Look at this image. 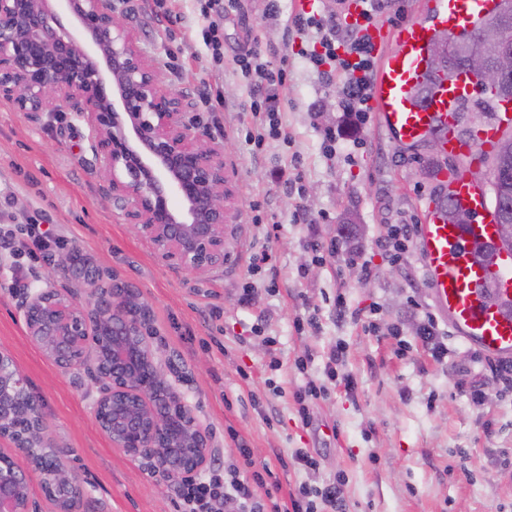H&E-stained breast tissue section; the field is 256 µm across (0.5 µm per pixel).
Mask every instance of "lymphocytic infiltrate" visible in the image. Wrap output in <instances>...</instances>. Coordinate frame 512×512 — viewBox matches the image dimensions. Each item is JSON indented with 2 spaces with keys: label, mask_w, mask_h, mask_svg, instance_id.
Returning a JSON list of instances; mask_svg holds the SVG:
<instances>
[{
  "label": "lymphocytic infiltrate",
  "mask_w": 512,
  "mask_h": 512,
  "mask_svg": "<svg viewBox=\"0 0 512 512\" xmlns=\"http://www.w3.org/2000/svg\"><path fill=\"white\" fill-rule=\"evenodd\" d=\"M388 0H360L361 12L356 24L346 23L341 15L298 13L288 34L311 36L314 49L308 62L317 71L324 86L335 88L346 124L365 125L369 119L371 90L374 83V52L370 28ZM264 53L254 47L235 58L250 98L253 127L245 135L251 156H259L267 138L281 135L280 107L276 91L285 85V70H271ZM251 460L230 470L217 467L208 476L179 487L181 512H280L278 503H265L257 495L263 486L262 474L252 471Z\"/></svg>",
  "instance_id": "lymphocytic-infiltrate-1"
}]
</instances>
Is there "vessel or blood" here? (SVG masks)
I'll list each match as a JSON object with an SVG mask.
<instances>
[{
	"label": "vessel or blood",
	"instance_id": "b4317fda",
	"mask_svg": "<svg viewBox=\"0 0 512 512\" xmlns=\"http://www.w3.org/2000/svg\"><path fill=\"white\" fill-rule=\"evenodd\" d=\"M495 8L496 0H436L433 24L410 20L391 32L382 27L373 30V43L389 36L394 48L383 56L371 103L398 141L413 145L434 135L443 154L474 160L492 149L503 130L512 125V102L501 100L497 125L468 138L458 134L457 103L470 96L477 83L469 72L450 80H433L426 100L415 97L416 85L429 71L426 49L435 30L451 35L471 31ZM445 183L452 203L470 212L473 219L468 224H452L437 204L426 206L417 249L434 304L465 342L485 355L512 360V250L502 247L495 212L483 186L468 170L448 173ZM489 292L498 295L497 306L485 304L483 297Z\"/></svg>",
	"mask_w": 512,
	"mask_h": 512
}]
</instances>
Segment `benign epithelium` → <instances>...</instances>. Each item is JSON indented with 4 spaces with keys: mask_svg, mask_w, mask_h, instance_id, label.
I'll return each instance as SVG.
<instances>
[{
    "mask_svg": "<svg viewBox=\"0 0 512 512\" xmlns=\"http://www.w3.org/2000/svg\"><path fill=\"white\" fill-rule=\"evenodd\" d=\"M481 48L441 40L431 68L453 58L497 88L512 70V31L491 26ZM0 98L30 119H86L112 207L169 268L224 266L229 191L224 145L189 120L186 96L162 85L113 0H0ZM27 335L65 372L89 373L96 423L112 445L145 461L164 488L205 471L220 448L179 389L173 357L155 348L154 315L138 288L68 249L18 298ZM0 512H85L91 492L47 434L39 399L12 354L0 349ZM24 456L28 470L12 455Z\"/></svg>",
    "mask_w": 512,
    "mask_h": 512,
    "instance_id": "benign-epithelium-1",
    "label": "benign epithelium"
}]
</instances>
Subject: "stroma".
<instances>
[{
  "instance_id": "35a3bbf8",
  "label": "stroma",
  "mask_w": 512,
  "mask_h": 512,
  "mask_svg": "<svg viewBox=\"0 0 512 512\" xmlns=\"http://www.w3.org/2000/svg\"><path fill=\"white\" fill-rule=\"evenodd\" d=\"M277 15L265 17L268 3ZM145 56L165 85L188 94L193 123L224 144L234 168L241 221L227 239L223 268L202 275L170 270L112 211L86 121L73 112L31 120L0 99V231L25 238L29 225L46 232L44 251L0 248V348L9 350L43 402L45 422L66 450L70 470L87 481L100 512H177L175 490L130 460L99 431L84 373H65L31 344L16 296L64 249L78 246L98 266L135 285L152 307L161 355L177 357L181 386L197 418L220 442L224 463L250 456L270 468L271 495L289 505L301 486L343 484L346 512H512V392H500L497 361L457 337L438 315L416 247L393 258L381 248L396 225L422 223L442 183L428 173L425 144L396 141L378 112L363 130L326 154L322 131L338 119L336 92L323 87L285 42L296 0H250L245 14L222 21L224 60L213 62L203 39L199 0H115ZM260 45L271 68L288 67L280 94L288 140L270 139L260 160L244 144L251 126L248 97L232 61ZM221 90L222 107L207 111L204 85ZM299 158L300 194L273 182L271 172ZM306 207L310 223L292 220ZM280 228L266 238L255 212ZM356 229L338 235V224ZM339 239L335 256L314 244ZM267 252L261 270L250 254ZM368 260V274L347 267L345 254ZM258 297L244 306V288ZM348 314L338 319L336 297ZM435 316L448 347L437 359L415 329ZM344 346L329 381L332 349ZM351 377L346 389L343 377ZM325 384L316 400L300 401L309 383ZM476 386L474 401L464 388ZM307 408L300 417L299 408ZM316 458L307 470L296 449Z\"/></svg>"
}]
</instances>
